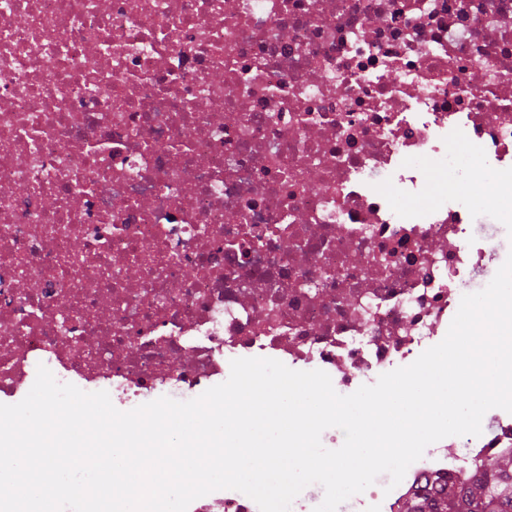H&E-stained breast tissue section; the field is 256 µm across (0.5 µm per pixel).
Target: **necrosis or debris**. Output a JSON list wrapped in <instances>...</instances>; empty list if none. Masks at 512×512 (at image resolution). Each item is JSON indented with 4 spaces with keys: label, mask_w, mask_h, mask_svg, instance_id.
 Masks as SVG:
<instances>
[{
    "label": "necrosis or debris",
    "mask_w": 512,
    "mask_h": 512,
    "mask_svg": "<svg viewBox=\"0 0 512 512\" xmlns=\"http://www.w3.org/2000/svg\"><path fill=\"white\" fill-rule=\"evenodd\" d=\"M485 175L511 224L512 0H0V398L43 364L187 401L270 355L374 384L495 261ZM447 446L353 512L462 488L512 414Z\"/></svg>",
    "instance_id": "4bbe7bcc"
}]
</instances>
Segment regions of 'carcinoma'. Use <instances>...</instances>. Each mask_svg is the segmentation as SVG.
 <instances>
[{
    "mask_svg": "<svg viewBox=\"0 0 512 512\" xmlns=\"http://www.w3.org/2000/svg\"><path fill=\"white\" fill-rule=\"evenodd\" d=\"M432 512H512V456L482 461L469 485L433 500Z\"/></svg>",
    "mask_w": 512,
    "mask_h": 512,
    "instance_id": "1",
    "label": "carcinoma"
}]
</instances>
